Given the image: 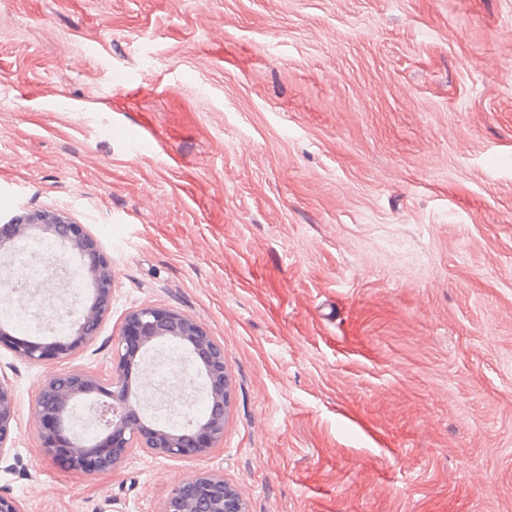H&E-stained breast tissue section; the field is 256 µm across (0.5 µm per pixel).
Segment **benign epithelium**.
<instances>
[{"mask_svg":"<svg viewBox=\"0 0 512 512\" xmlns=\"http://www.w3.org/2000/svg\"><path fill=\"white\" fill-rule=\"evenodd\" d=\"M27 241L57 244L81 260V281L89 296L79 294L58 308L71 338L41 343L13 336L0 328V345L30 362L69 355L94 341L112 307V264L100 252L97 240L82 224L61 212L27 209L0 225V255L14 257ZM0 288L21 300L28 284L19 276L0 278ZM170 342L192 363L179 388L203 383L206 412L191 417L176 430L142 415L148 406L132 379L137 361ZM91 394L104 399L93 403L84 420L96 432L91 437L75 429L73 420L80 401ZM232 397V381L224 344L195 319L177 311L142 306L127 313L113 344L112 367L103 375L80 370L55 371L46 376L36 396L38 436L36 448L44 456L64 458L67 465L86 474L114 470L135 450L162 458L204 456L224 447V429ZM17 404L12 385L0 378V459L13 449ZM161 512H246L236 487L218 472L206 471L180 481L165 499Z\"/></svg>","mask_w":512,"mask_h":512,"instance_id":"obj_1","label":"benign epithelium"}]
</instances>
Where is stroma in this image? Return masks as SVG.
Here are the masks:
<instances>
[{"label": "stroma", "mask_w": 512, "mask_h": 512, "mask_svg": "<svg viewBox=\"0 0 512 512\" xmlns=\"http://www.w3.org/2000/svg\"><path fill=\"white\" fill-rule=\"evenodd\" d=\"M33 208L113 286L68 357L0 347L23 512H160L201 471L247 512H512V0H0V221ZM145 305L223 343V447L40 456L47 374L108 373Z\"/></svg>", "instance_id": "stroma-1"}]
</instances>
